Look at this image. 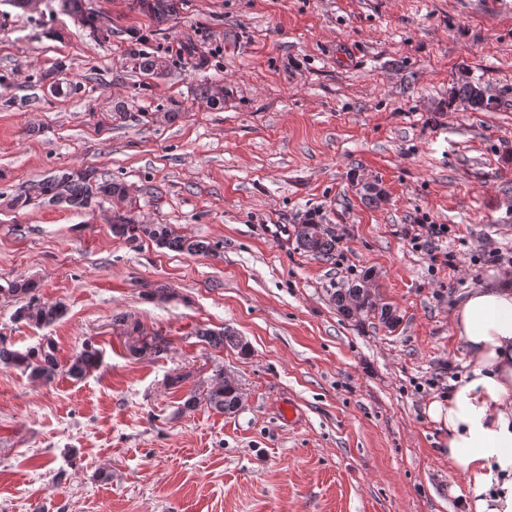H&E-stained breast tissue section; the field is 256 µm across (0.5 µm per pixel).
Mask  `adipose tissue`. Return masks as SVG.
<instances>
[{"label":"adipose tissue","mask_w":512,"mask_h":512,"mask_svg":"<svg viewBox=\"0 0 512 512\" xmlns=\"http://www.w3.org/2000/svg\"><path fill=\"white\" fill-rule=\"evenodd\" d=\"M450 328L470 366L426 412L448 434L440 453L464 478L471 512H512V273L469 289Z\"/></svg>","instance_id":"ef3b65f1"}]
</instances>
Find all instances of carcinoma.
<instances>
[{
	"mask_svg": "<svg viewBox=\"0 0 512 512\" xmlns=\"http://www.w3.org/2000/svg\"><path fill=\"white\" fill-rule=\"evenodd\" d=\"M62 12L79 18L90 33L98 31L93 13L86 7V0H58ZM181 0H132V8L147 13L163 23L177 16ZM477 110L491 108L492 99L483 89L473 83H465L457 90ZM128 187L111 179L99 176L93 169L71 170L46 177L33 185L31 191L17 195L9 201L15 209L39 203H67L80 209H90L104 200H126ZM112 235L119 239L136 240L141 237L156 242L159 246L189 254L216 255V246L207 241L192 239L178 234L169 224H143L129 211L117 210L112 215ZM293 235L299 249L317 257H325L336 251V234L325 224L304 222L294 225ZM37 284L31 279L17 278L8 284L6 291L25 298L26 303L16 309L13 318L36 327H48L65 315L60 303H45L36 296ZM336 304L346 315L371 313L388 325L397 321L389 307H377L370 291L362 284L354 283L336 293ZM196 336L214 350L226 348L246 350L242 338L229 330L200 328ZM98 352L84 347L66 364H61L55 354L51 340L25 352L15 350L0 339V365L19 368L29 376L44 383H51L63 372L74 380H81L99 364ZM210 409L220 413H232L238 409L240 396L234 383L224 376V370L216 371L206 396Z\"/></svg>",
	"mask_w": 512,
	"mask_h": 512,
	"instance_id": "carcinoma-1",
	"label": "carcinoma"
}]
</instances>
